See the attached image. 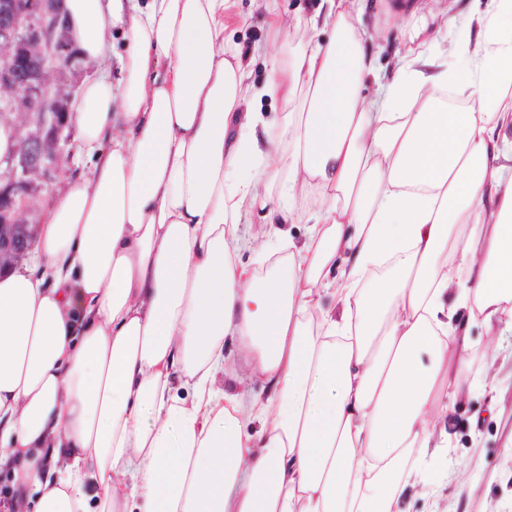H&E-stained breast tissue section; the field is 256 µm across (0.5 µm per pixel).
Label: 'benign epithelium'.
Instances as JSON below:
<instances>
[{"instance_id":"1","label":"benign epithelium","mask_w":512,"mask_h":512,"mask_svg":"<svg viewBox=\"0 0 512 512\" xmlns=\"http://www.w3.org/2000/svg\"><path fill=\"white\" fill-rule=\"evenodd\" d=\"M75 58L64 0H0L1 111H18V147L0 159V269L24 257L36 225L19 218L28 197L61 162L71 136L70 99L50 72Z\"/></svg>"}]
</instances>
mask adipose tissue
Returning a JSON list of instances; mask_svg holds the SVG:
<instances>
[{"instance_id": "ef3b65f1", "label": "adipose tissue", "mask_w": 512, "mask_h": 512, "mask_svg": "<svg viewBox=\"0 0 512 512\" xmlns=\"http://www.w3.org/2000/svg\"><path fill=\"white\" fill-rule=\"evenodd\" d=\"M227 3L66 0L93 164L46 213L40 274L0 271V464L34 512H399L450 443L430 423L472 325L512 320V0L472 16L462 69L416 47L440 34L414 5L371 97L360 0H321L332 38L283 48L260 87ZM262 96L278 122L248 111ZM309 185L297 246L282 200ZM257 208L285 253L264 275L236 259ZM228 337L267 401L221 389Z\"/></svg>"}]
</instances>
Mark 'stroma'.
<instances>
[{"label": "stroma", "instance_id": "1", "mask_svg": "<svg viewBox=\"0 0 512 512\" xmlns=\"http://www.w3.org/2000/svg\"><path fill=\"white\" fill-rule=\"evenodd\" d=\"M393 2L367 0L364 11L354 19L365 46L378 54L384 81L407 48L404 20L386 12ZM276 4L288 23L289 44L312 36L330 38V31L314 33L306 25L318 0H276ZM268 20L266 0H229L224 38L242 48L250 79L258 85L266 82L270 61L280 46ZM89 167L75 144H68L58 169L29 197L21 219L42 224L58 189ZM224 363L233 375L235 393L265 399V386L254 375L237 340H225ZM461 364L466 383L448 408L452 440L444 451L445 477L441 483L410 489L398 505L399 512H512V450L505 446L512 436V328L503 325L490 334L481 325H473Z\"/></svg>", "mask_w": 512, "mask_h": 512}]
</instances>
